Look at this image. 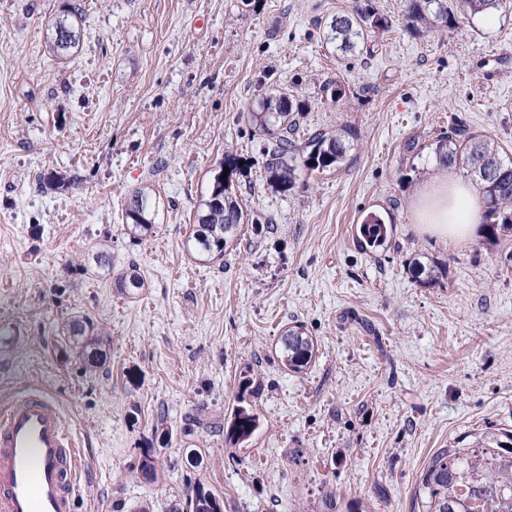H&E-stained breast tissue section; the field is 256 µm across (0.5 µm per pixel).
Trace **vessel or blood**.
Here are the masks:
<instances>
[{
    "label": "vessel or blood",
    "instance_id": "1",
    "mask_svg": "<svg viewBox=\"0 0 512 512\" xmlns=\"http://www.w3.org/2000/svg\"><path fill=\"white\" fill-rule=\"evenodd\" d=\"M79 456L48 395L31 391L0 405V512H74Z\"/></svg>",
    "mask_w": 512,
    "mask_h": 512
}]
</instances>
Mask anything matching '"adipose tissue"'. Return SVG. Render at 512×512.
Returning <instances> with one entry per match:
<instances>
[{"label": "adipose tissue", "mask_w": 512, "mask_h": 512, "mask_svg": "<svg viewBox=\"0 0 512 512\" xmlns=\"http://www.w3.org/2000/svg\"><path fill=\"white\" fill-rule=\"evenodd\" d=\"M480 195L476 183L445 172L419 188L411 205L422 233L459 246L480 221Z\"/></svg>", "instance_id": "obj_1"}]
</instances>
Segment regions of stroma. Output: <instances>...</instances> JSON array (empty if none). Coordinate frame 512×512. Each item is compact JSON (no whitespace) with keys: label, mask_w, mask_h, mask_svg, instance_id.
<instances>
[{"label":"stroma","mask_w":512,"mask_h":512,"mask_svg":"<svg viewBox=\"0 0 512 512\" xmlns=\"http://www.w3.org/2000/svg\"><path fill=\"white\" fill-rule=\"evenodd\" d=\"M66 3L0 0V400L58 402L82 448L75 512H184L198 482L224 512H316L328 488L416 512L434 452L488 422L512 430V232L448 247L410 209L451 118L512 154V11L414 35L404 0H372L391 28L344 60L322 30L352 0H85L78 52L53 63L47 24ZM281 91L307 104L302 125L355 132L338 170L287 192L247 122ZM228 151L253 222L197 261L194 206ZM141 187L160 204L135 238L123 210ZM371 214L388 236L364 251ZM102 246L139 294L75 270ZM76 315L108 336L101 368L55 354ZM293 321L318 343L300 373L279 358ZM246 373L265 387L252 437L194 427L230 417Z\"/></svg>","instance_id":"35a3bbf8"}]
</instances>
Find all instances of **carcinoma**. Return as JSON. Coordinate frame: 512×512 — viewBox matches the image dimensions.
<instances>
[{
  "mask_svg": "<svg viewBox=\"0 0 512 512\" xmlns=\"http://www.w3.org/2000/svg\"><path fill=\"white\" fill-rule=\"evenodd\" d=\"M508 10H512V0H457L454 11L448 9V0H406L405 21L411 32L427 25L449 32L460 18L472 20L490 11ZM84 11V0H69L63 14L48 25L52 57L63 60L78 51L79 19ZM388 29L389 22L373 9L370 0H354L350 11L332 18L323 40L336 56L344 59L362 52L370 33ZM302 108L281 92L259 100L257 107L247 113L251 128L265 137L264 170L269 180L285 191L302 174L322 175L340 167L346 157V138L354 135L346 126L336 130L301 129L293 112ZM435 154L440 165L459 169L479 185L487 237L496 236L499 230H512L511 155L462 123H454L441 133ZM239 162L238 155L224 153L206 197L197 204L195 229L185 243L188 254L202 258L223 256L239 226L249 223V213L232 192ZM158 205L154 192L140 188L131 193L124 210L128 230L141 236L152 232ZM360 232L369 247H378L386 240V225L377 215L367 217ZM91 261L112 275L114 287L123 294L131 295L144 286L133 268L114 272L107 250L93 253ZM280 343V361L297 373L308 367L317 351V343L300 323L285 327ZM106 345L104 332L90 318L75 316L62 330L59 352L63 358L76 353L87 366L99 367L107 362ZM260 391L261 384L250 377L239 381L237 404L227 430L237 443L249 440L259 426L250 398L258 397ZM416 501L418 512H512V431L488 423L468 437L438 449L421 472ZM188 507L190 512H224V496L198 485ZM319 512H365V505L360 500L344 505L340 495L329 489L322 496Z\"/></svg>",
  "mask_w": 512,
  "mask_h": 512,
  "instance_id": "1",
  "label": "carcinoma"
}]
</instances>
